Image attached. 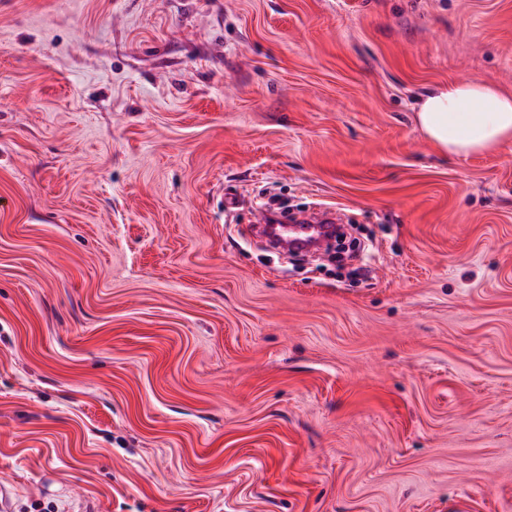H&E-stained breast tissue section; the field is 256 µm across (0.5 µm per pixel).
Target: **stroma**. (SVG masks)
Returning a JSON list of instances; mask_svg holds the SVG:
<instances>
[{
	"label": "stroma",
	"mask_w": 512,
	"mask_h": 512,
	"mask_svg": "<svg viewBox=\"0 0 512 512\" xmlns=\"http://www.w3.org/2000/svg\"><path fill=\"white\" fill-rule=\"evenodd\" d=\"M465 80L512 0H0V512H512V144L414 118ZM299 224H274L268 228L284 246H314L324 240L328 231L327 225L336 223V214L332 211H321L305 218L297 219Z\"/></svg>",
	"instance_id": "stroma-1"
}]
</instances>
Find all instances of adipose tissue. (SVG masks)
<instances>
[{
    "instance_id": "1",
    "label": "adipose tissue",
    "mask_w": 512,
    "mask_h": 512,
    "mask_svg": "<svg viewBox=\"0 0 512 512\" xmlns=\"http://www.w3.org/2000/svg\"><path fill=\"white\" fill-rule=\"evenodd\" d=\"M415 112L424 135L451 155L466 157L512 143V96L478 80L427 91Z\"/></svg>"
}]
</instances>
